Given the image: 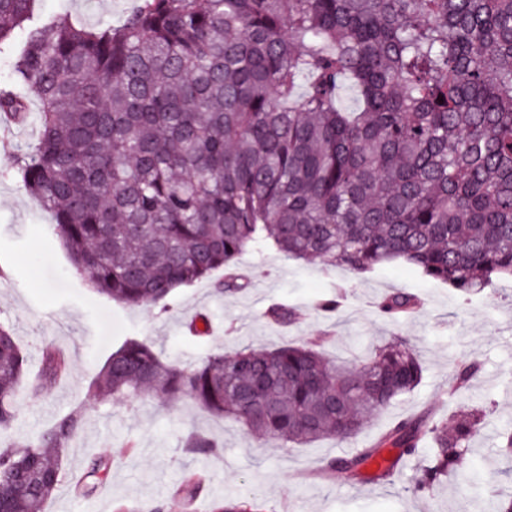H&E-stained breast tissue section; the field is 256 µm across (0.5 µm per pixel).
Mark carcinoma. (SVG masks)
I'll list each match as a JSON object with an SVG mask.
<instances>
[{
  "instance_id": "carcinoma-1",
  "label": "carcinoma",
  "mask_w": 512,
  "mask_h": 512,
  "mask_svg": "<svg viewBox=\"0 0 512 512\" xmlns=\"http://www.w3.org/2000/svg\"><path fill=\"white\" fill-rule=\"evenodd\" d=\"M40 5L0 0V54L12 61L0 112L23 124L39 103L18 173L97 292L165 310L176 289L267 241L355 273L401 260L465 295L512 277V0H136L121 25L95 28L41 22ZM416 307L404 293L378 305L387 316ZM66 369L50 347L32 374L0 326V429L17 419L20 384L40 391ZM476 372L457 364L450 392ZM422 373L402 339L352 361L310 341L182 366L131 337L90 392L188 397L255 436L304 445L356 435ZM481 420L401 419L327 469L357 479L395 448L372 475L384 480L428 438L417 489L431 491L463 469ZM85 422L77 408L0 448L3 512H40ZM185 445L219 448L200 433ZM216 512L263 506L226 499Z\"/></svg>"
}]
</instances>
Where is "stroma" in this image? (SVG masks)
Here are the masks:
<instances>
[{
	"instance_id": "1",
	"label": "stroma",
	"mask_w": 512,
	"mask_h": 512,
	"mask_svg": "<svg viewBox=\"0 0 512 512\" xmlns=\"http://www.w3.org/2000/svg\"><path fill=\"white\" fill-rule=\"evenodd\" d=\"M133 0H42L44 17L64 15L92 27L119 24ZM24 127L0 126V325L12 329L32 368L47 347L68 360L64 376L46 390L18 389L17 422L0 441L33 439L77 407L88 419L63 456L65 481L43 512H213L218 498L251 497L265 512H475L479 503L512 493V472L497 457L499 435L512 430V279H499L462 299L459 292L396 261L355 275L321 259H292L269 245L249 249L235 267L246 288L222 290L224 270L176 290L171 308H130L98 294L72 267L54 234V218L26 191L16 158L40 129L39 108L30 106ZM414 295L419 306L390 319L377 310L384 296ZM340 300L332 313L319 311ZM288 310L287 323L271 319V306ZM205 314L207 330L191 334L187 324ZM129 336L150 340L174 363H191L215 351L300 343L326 337L328 355L340 359L395 338L406 340L423 366L420 385L355 437L324 438L309 445L255 439L232 421L217 418L184 399L102 402L88 387L107 357ZM472 361L477 375L463 392L449 385L458 361ZM447 416L489 409L490 419L471 439L462 474L427 493L415 490L420 466L431 452L422 440L417 453L384 482L369 477L341 480L325 464L363 448L388 426L421 408ZM193 431L218 441V455L185 446ZM106 464L95 493L77 494L70 479L96 462ZM203 482L193 495L180 485L187 473Z\"/></svg>"
}]
</instances>
